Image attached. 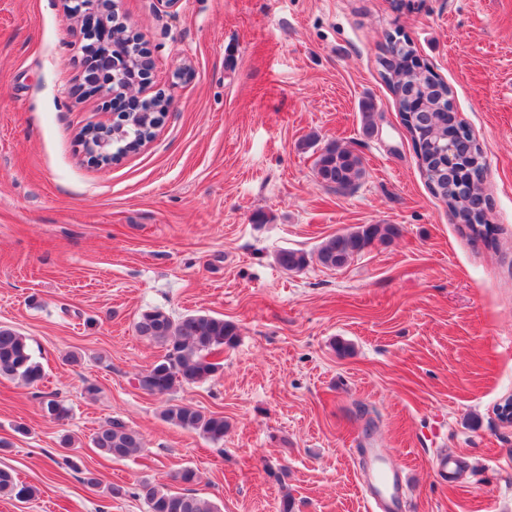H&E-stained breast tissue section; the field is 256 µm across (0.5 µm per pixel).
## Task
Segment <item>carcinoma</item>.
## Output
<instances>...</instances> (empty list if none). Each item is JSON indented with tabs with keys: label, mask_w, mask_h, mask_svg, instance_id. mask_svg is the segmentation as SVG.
<instances>
[{
	"label": "carcinoma",
	"mask_w": 512,
	"mask_h": 512,
	"mask_svg": "<svg viewBox=\"0 0 512 512\" xmlns=\"http://www.w3.org/2000/svg\"><path fill=\"white\" fill-rule=\"evenodd\" d=\"M379 64L383 78L396 96L401 119L411 133L429 189L444 202L448 213L458 219L462 227L470 230L475 238L488 241L492 234L488 222L491 207L480 187L485 172L482 148L469 129H464L460 159L450 169L435 146L438 133L445 129L453 113L448 85L427 64L418 61L409 41L404 51L392 58L382 57ZM151 123L152 116L139 115L124 129L112 130L108 144L120 150L138 134L151 138L154 135ZM315 168L321 182L338 191L354 188L366 173L360 155L334 142L321 149ZM397 232L392 224H366L355 231L336 234L322 243L317 260L326 268H341L374 241ZM276 263L285 271L299 272L308 265L309 257L302 250L283 249L276 255ZM135 328L139 336L164 349V354L147 369L149 377L142 389L150 394H165L178 384H197L210 379L219 369L210 354L224 345H231L237 336V327L222 317L192 313L174 319L159 309L141 313ZM0 376L26 384L43 378L42 365L36 360L28 338L8 326H0ZM42 410L57 420L67 418L69 413L55 394L44 397ZM162 419L213 443L224 441L227 430L224 416L206 414L185 403L168 405L162 412ZM91 443L95 452L105 459H125L143 448L140 434L117 419L99 428ZM142 492L149 512H219L212 502L187 491L145 483ZM0 494L31 500L37 489L19 482L11 471L0 469Z\"/></svg>",
	"instance_id": "cac0c4a2"
}]
</instances>
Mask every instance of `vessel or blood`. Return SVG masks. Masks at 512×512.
Segmentation results:
<instances>
[{
    "instance_id": "1",
    "label": "vessel or blood",
    "mask_w": 512,
    "mask_h": 512,
    "mask_svg": "<svg viewBox=\"0 0 512 512\" xmlns=\"http://www.w3.org/2000/svg\"><path fill=\"white\" fill-rule=\"evenodd\" d=\"M371 467L365 473L362 488L372 512H403L406 506L403 471L385 456L382 449L367 451Z\"/></svg>"
}]
</instances>
